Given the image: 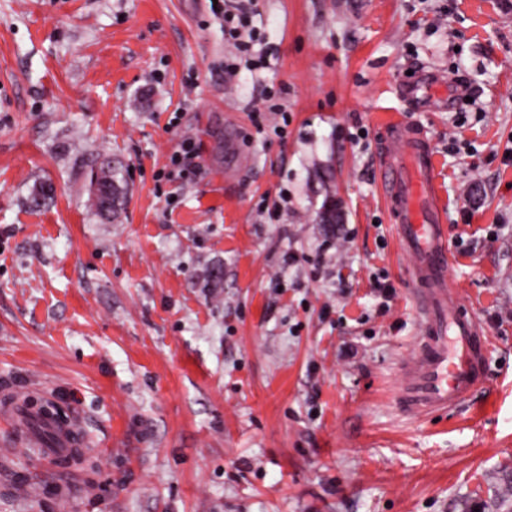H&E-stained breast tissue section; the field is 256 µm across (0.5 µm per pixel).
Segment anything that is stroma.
I'll use <instances>...</instances> for the list:
<instances>
[{"mask_svg":"<svg viewBox=\"0 0 512 512\" xmlns=\"http://www.w3.org/2000/svg\"><path fill=\"white\" fill-rule=\"evenodd\" d=\"M245 32L262 63L229 80L211 0H0V512H512V0H256ZM430 72L447 97L413 109ZM393 118L488 338L485 387L436 415L396 402L422 328ZM119 168L112 165L109 159L102 158L97 161L96 168L91 173V183H96L102 189L109 193V197L101 192L93 191L90 196V209L92 213L107 221H114L119 217L124 204L126 188L121 178H119ZM113 197V198H112ZM110 199L116 204L107 206V200Z\"/></svg>","mask_w":512,"mask_h":512,"instance_id":"stroma-1","label":"stroma"}]
</instances>
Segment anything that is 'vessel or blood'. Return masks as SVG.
I'll return each instance as SVG.
<instances>
[{
  "mask_svg": "<svg viewBox=\"0 0 512 512\" xmlns=\"http://www.w3.org/2000/svg\"><path fill=\"white\" fill-rule=\"evenodd\" d=\"M384 134V195L399 240L415 259L413 299L423 328L419 355L403 369L398 401L417 412L445 410L483 387L486 339L462 311L448 277L428 142L418 128L398 120L387 122Z\"/></svg>",
  "mask_w": 512,
  "mask_h": 512,
  "instance_id": "obj_1",
  "label": "vessel or blood"
}]
</instances>
